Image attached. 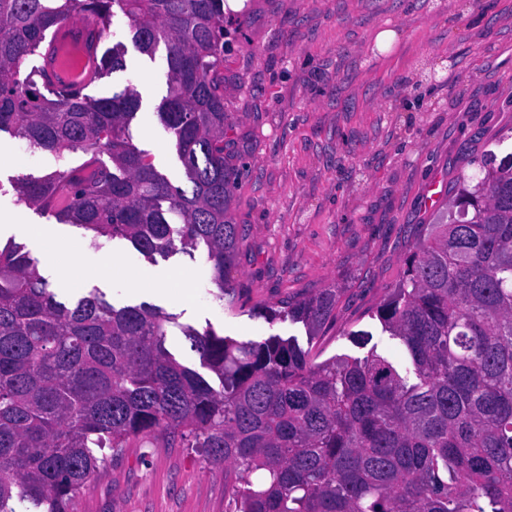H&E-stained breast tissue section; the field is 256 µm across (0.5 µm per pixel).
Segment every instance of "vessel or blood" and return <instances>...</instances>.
Listing matches in <instances>:
<instances>
[{"label": "vessel or blood", "instance_id": "1", "mask_svg": "<svg viewBox=\"0 0 512 512\" xmlns=\"http://www.w3.org/2000/svg\"><path fill=\"white\" fill-rule=\"evenodd\" d=\"M100 30L92 21L74 20L59 26L43 54L44 80L58 90L91 83L97 73Z\"/></svg>", "mask_w": 512, "mask_h": 512}]
</instances>
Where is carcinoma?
Masks as SVG:
<instances>
[{"label":"carcinoma","mask_w":512,"mask_h":512,"mask_svg":"<svg viewBox=\"0 0 512 512\" xmlns=\"http://www.w3.org/2000/svg\"><path fill=\"white\" fill-rule=\"evenodd\" d=\"M77 12L96 16L103 38L125 18L150 57L164 46L157 116L187 187L132 143L141 100L131 86L99 98L35 89L48 33ZM226 23L224 0H0V132L84 156L18 177L20 199L147 257L204 249L221 301L244 236L224 154ZM123 67L118 42L102 69ZM479 167L377 310L403 367L374 348L316 363L290 339L240 342L96 292L69 307L29 251L0 247V512L16 500L74 512L104 450L155 432L238 472L227 512H512V155ZM335 310L325 288L263 315L301 322L314 339ZM175 325L219 387L170 352Z\"/></svg>","instance_id":"1"}]
</instances>
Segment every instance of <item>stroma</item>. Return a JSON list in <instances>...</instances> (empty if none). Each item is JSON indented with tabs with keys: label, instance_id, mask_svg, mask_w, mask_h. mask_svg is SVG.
I'll return each mask as SVG.
<instances>
[{
	"label": "stroma",
	"instance_id": "stroma-1",
	"mask_svg": "<svg viewBox=\"0 0 512 512\" xmlns=\"http://www.w3.org/2000/svg\"><path fill=\"white\" fill-rule=\"evenodd\" d=\"M113 31L101 46L121 41L126 67L87 92L108 97L135 84L133 143L180 183L175 145L156 117L165 53H142L124 18ZM384 31L394 32L391 45L379 43ZM224 110L239 170L231 213L245 235L231 273L235 305L217 299L203 251L150 259L121 239L95 247L88 231L19 202L16 177L76 166L82 155L61 159L6 132L0 211L17 223L0 229V240L25 245L51 281L61 243L76 244L63 302L97 290L115 306L148 304L240 341L291 338L318 362L366 355L352 340L366 333L378 353L402 362L401 341L383 332L375 312L401 280L415 235L447 220L454 186L478 174L477 157L512 153V0H248L224 53ZM98 253L191 275L194 294L136 291L118 269L80 274V257ZM325 288L338 299L319 339L303 323L260 315ZM224 470L199 450L141 437L80 489L78 512H224Z\"/></svg>",
	"mask_w": 512,
	"mask_h": 512
}]
</instances>
